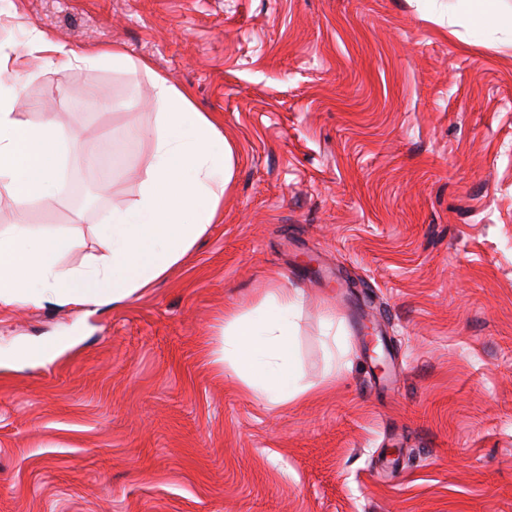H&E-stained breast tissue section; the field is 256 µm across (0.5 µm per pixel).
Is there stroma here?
I'll list each match as a JSON object with an SVG mask.
<instances>
[{"mask_svg": "<svg viewBox=\"0 0 512 512\" xmlns=\"http://www.w3.org/2000/svg\"><path fill=\"white\" fill-rule=\"evenodd\" d=\"M33 28L188 89L233 175L139 296L0 312L1 353L74 339L0 362V512H512V30L448 0H0L18 118L94 156L63 152L53 205L0 193V226L69 234L70 265L137 199L158 106L142 72L58 73ZM273 288L301 294L285 406L208 360ZM70 342L68 336H62L38 346H17L10 350L9 356L11 359L22 361H45L67 348Z\"/></svg>", "mask_w": 512, "mask_h": 512, "instance_id": "stroma-1", "label": "stroma"}]
</instances>
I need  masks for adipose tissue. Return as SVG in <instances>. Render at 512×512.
<instances>
[{
  "mask_svg": "<svg viewBox=\"0 0 512 512\" xmlns=\"http://www.w3.org/2000/svg\"><path fill=\"white\" fill-rule=\"evenodd\" d=\"M31 42L57 72L102 62L128 70L135 61L120 47L77 52L32 30ZM161 111L155 125L135 130L152 144V161L137 200L113 207L97 237V251L79 266L64 257L74 241L63 233L37 234L25 225L0 229V311L54 300L77 306L121 304L177 266L213 223L232 176L230 146L190 93L151 73ZM11 91L0 92V190L18 210L56 193L63 130L54 122L17 119ZM295 296L274 289L254 318L224 315V336L211 362L241 379L250 394L284 406L300 395L288 370Z\"/></svg>",
  "mask_w": 512,
  "mask_h": 512,
  "instance_id": "adipose-tissue-1",
  "label": "adipose tissue"
}]
</instances>
